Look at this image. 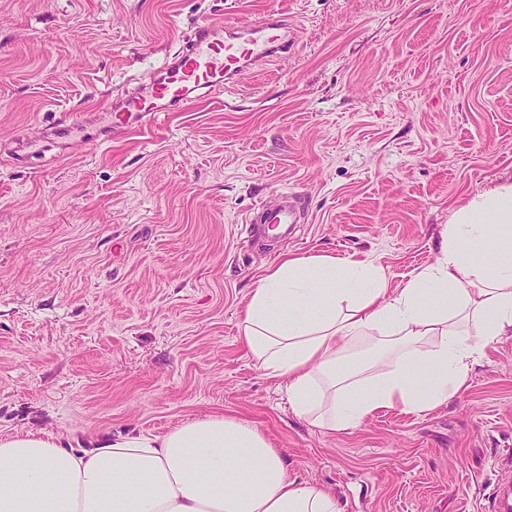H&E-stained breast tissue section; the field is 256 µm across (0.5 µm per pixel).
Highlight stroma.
Returning <instances> with one entry per match:
<instances>
[{
  "label": "stroma",
  "mask_w": 512,
  "mask_h": 512,
  "mask_svg": "<svg viewBox=\"0 0 512 512\" xmlns=\"http://www.w3.org/2000/svg\"><path fill=\"white\" fill-rule=\"evenodd\" d=\"M297 41L232 89L111 141L51 137L108 109L208 15ZM41 152L12 162L18 139ZM512 181V0H0V436L256 426L341 512H481L512 445V338L421 413L335 432L298 417L240 316L280 257L433 265L453 212ZM296 191L297 238L242 226Z\"/></svg>",
  "instance_id": "stroma-1"
}]
</instances>
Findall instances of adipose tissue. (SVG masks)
Here are the masks:
<instances>
[{"label":"adipose tissue","instance_id":"1","mask_svg":"<svg viewBox=\"0 0 512 512\" xmlns=\"http://www.w3.org/2000/svg\"><path fill=\"white\" fill-rule=\"evenodd\" d=\"M265 376L287 380L300 417L349 431L377 412L446 404L484 348L512 336V182L456 210L436 263L391 290L371 260L283 257L241 315ZM376 350L344 360L356 343ZM0 512H340L325 485L288 475L256 427L211 415L163 435L126 433L89 448L27 432L0 436Z\"/></svg>","mask_w":512,"mask_h":512}]
</instances>
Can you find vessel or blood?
<instances>
[{
	"mask_svg": "<svg viewBox=\"0 0 512 512\" xmlns=\"http://www.w3.org/2000/svg\"><path fill=\"white\" fill-rule=\"evenodd\" d=\"M289 44L287 25L273 14L235 30L217 21L202 20L195 42L176 55L163 76L113 103L107 113V126L138 130L153 127L165 113L228 87L241 73L286 52ZM298 218L297 205L291 201L262 208L248 224L288 232ZM493 468V484L479 490L483 512H512V448L496 456Z\"/></svg>",
	"mask_w": 512,
	"mask_h": 512,
	"instance_id": "1",
	"label": "vessel or blood"
}]
</instances>
